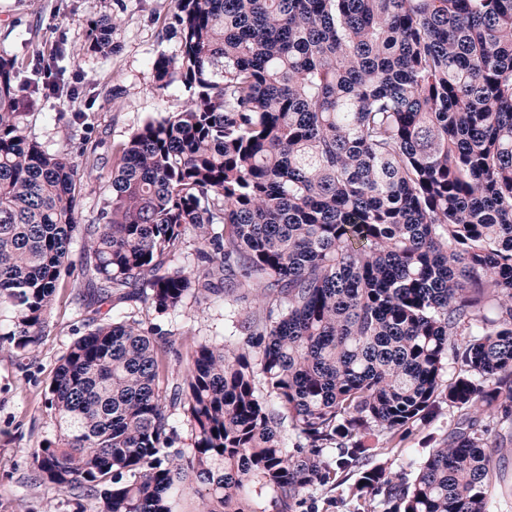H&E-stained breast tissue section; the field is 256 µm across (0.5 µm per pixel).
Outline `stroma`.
<instances>
[{
	"label": "stroma",
	"instance_id": "1",
	"mask_svg": "<svg viewBox=\"0 0 512 512\" xmlns=\"http://www.w3.org/2000/svg\"><path fill=\"white\" fill-rule=\"evenodd\" d=\"M172 0H0V56L24 65L18 81L27 87L46 82V63H54L61 80L79 88L66 104L49 95L39 98L26 118L28 133L51 152L85 145L99 163L80 183V221L95 223L110 193L114 148L147 120L182 109L190 96L179 82L157 88L151 61L179 51V38L168 31ZM115 17L111 55L84 52L90 20ZM85 241L74 236L71 267L52 309L49 326L33 356L18 360L5 338L9 315L0 312V512H72L82 502L93 512L95 502L77 493L59 494L41 484L32 469L30 451L55 440L57 421L46 404L48 387L59 359L85 334V312L78 302L85 277L81 257ZM110 317H134L144 326L172 335L176 350L167 356L170 382L177 383L194 342L220 341L237 333L241 307L212 298L200 306L187 300L177 310L159 313L136 303L114 306ZM443 408L429 425L417 428L395 449H379L372 462L393 473H408L448 433L459 417ZM491 433L506 436L508 452L495 458L488 494L494 512H512V425L484 418Z\"/></svg>",
	"mask_w": 512,
	"mask_h": 512
}]
</instances>
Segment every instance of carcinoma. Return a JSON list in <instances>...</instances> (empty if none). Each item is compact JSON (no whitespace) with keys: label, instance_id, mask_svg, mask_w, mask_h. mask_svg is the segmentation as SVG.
<instances>
[{"label":"carcinoma","instance_id":"obj_1","mask_svg":"<svg viewBox=\"0 0 512 512\" xmlns=\"http://www.w3.org/2000/svg\"><path fill=\"white\" fill-rule=\"evenodd\" d=\"M191 90L113 152L98 223L80 164L26 133L33 94L0 56V310L18 360L47 327L74 233L86 307L246 303L235 340L192 347L104 319L59 360L37 477L97 512H247L357 475L354 512H492L479 416L512 419V0H174ZM115 20L86 50L112 53ZM195 270L169 265L189 241ZM459 371L444 379L448 361ZM191 446L176 448L167 405ZM472 409L412 477L369 465L443 406Z\"/></svg>","mask_w":512,"mask_h":512}]
</instances>
